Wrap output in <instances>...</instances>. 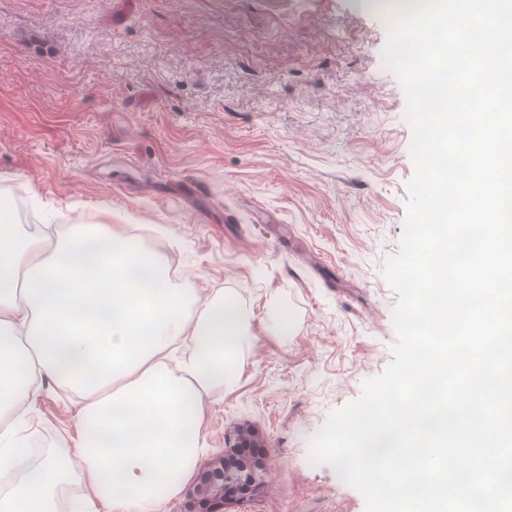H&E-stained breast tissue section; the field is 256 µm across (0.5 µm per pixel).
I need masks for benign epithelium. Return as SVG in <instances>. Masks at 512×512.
Instances as JSON below:
<instances>
[{"mask_svg":"<svg viewBox=\"0 0 512 512\" xmlns=\"http://www.w3.org/2000/svg\"><path fill=\"white\" fill-rule=\"evenodd\" d=\"M254 434L237 428L193 481L181 512H223L224 504L259 486L263 467Z\"/></svg>","mask_w":512,"mask_h":512,"instance_id":"7a95c632","label":"benign epithelium"}]
</instances>
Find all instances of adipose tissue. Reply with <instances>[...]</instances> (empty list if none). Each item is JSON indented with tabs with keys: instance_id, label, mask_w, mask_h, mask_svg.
I'll return each mask as SVG.
<instances>
[{
	"instance_id": "obj_1",
	"label": "adipose tissue",
	"mask_w": 512,
	"mask_h": 512,
	"mask_svg": "<svg viewBox=\"0 0 512 512\" xmlns=\"http://www.w3.org/2000/svg\"><path fill=\"white\" fill-rule=\"evenodd\" d=\"M40 252L1 210L0 414L27 413L51 377L84 395L83 430L72 456L33 467L1 428L0 512H54L69 476L113 512H155L205 449L202 398L231 380L225 355L246 339V317L221 297L199 302L110 224L70 225L50 258Z\"/></svg>"
}]
</instances>
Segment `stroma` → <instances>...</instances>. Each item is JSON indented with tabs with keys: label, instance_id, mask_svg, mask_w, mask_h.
<instances>
[{
	"label": "stroma",
	"instance_id": "1",
	"mask_svg": "<svg viewBox=\"0 0 512 512\" xmlns=\"http://www.w3.org/2000/svg\"><path fill=\"white\" fill-rule=\"evenodd\" d=\"M374 2L0 0V204L29 205L21 233L49 250L110 212L246 315L195 467L247 425L267 473L224 512H365L311 439L396 338L383 267L416 165ZM83 404L43 380L18 427L32 463L73 448Z\"/></svg>",
	"mask_w": 512,
	"mask_h": 512
}]
</instances>
